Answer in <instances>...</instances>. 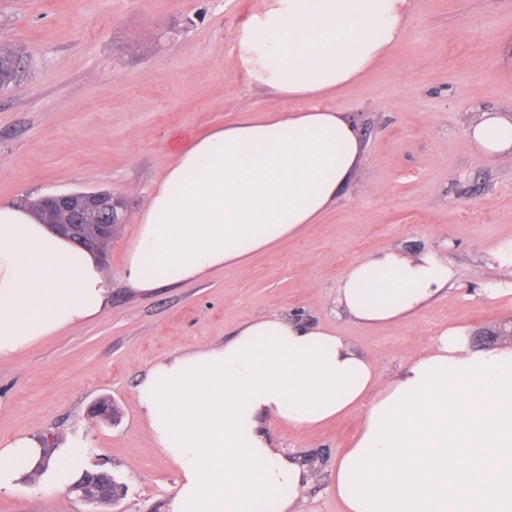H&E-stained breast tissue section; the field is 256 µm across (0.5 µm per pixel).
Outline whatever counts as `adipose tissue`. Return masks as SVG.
Returning a JSON list of instances; mask_svg holds the SVG:
<instances>
[{"label": "adipose tissue", "instance_id": "obj_1", "mask_svg": "<svg viewBox=\"0 0 512 512\" xmlns=\"http://www.w3.org/2000/svg\"><path fill=\"white\" fill-rule=\"evenodd\" d=\"M412 0H271L238 41L250 80L300 109L252 116L177 144L139 213L123 264L55 234L28 208L0 203V361L97 320L114 284L139 294L179 285L317 223L364 161L345 113L321 99L358 80L403 35ZM466 133L482 156L512 160V114L485 112ZM432 252L386 250L341 275L338 308L386 325L448 289ZM473 344L463 326L383 378L335 329L270 312L222 343L154 362L135 395L157 448L176 469L167 512H294L310 483L268 425L308 434L362 412L330 466L345 512H512V341ZM88 437L0 442V496L69 489Z\"/></svg>", "mask_w": 512, "mask_h": 512}]
</instances>
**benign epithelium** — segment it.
Here are the masks:
<instances>
[{
    "label": "benign epithelium",
    "mask_w": 512,
    "mask_h": 512,
    "mask_svg": "<svg viewBox=\"0 0 512 512\" xmlns=\"http://www.w3.org/2000/svg\"><path fill=\"white\" fill-rule=\"evenodd\" d=\"M28 206L75 244L94 250L103 258L107 257L114 226L125 220L123 199L107 191L54 193L31 200ZM88 484L97 492L92 503L100 507L98 512H108L113 502V481L101 471L91 476Z\"/></svg>",
    "instance_id": "obj_1"
}]
</instances>
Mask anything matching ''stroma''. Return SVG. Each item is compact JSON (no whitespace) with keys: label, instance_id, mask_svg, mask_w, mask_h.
Returning <instances> with one entry per match:
<instances>
[{"label":"stroma","instance_id":"stroma-1","mask_svg":"<svg viewBox=\"0 0 512 512\" xmlns=\"http://www.w3.org/2000/svg\"><path fill=\"white\" fill-rule=\"evenodd\" d=\"M269 0H0V46L20 77L0 89V202L109 191L127 220L108 248L115 275L138 214L173 161L178 135L200 136L241 116L291 109L258 89L238 38ZM512 30V0H413L403 39L359 80L322 99L347 113L365 161L320 223L246 267L229 265L150 295L114 286L105 314L0 361V440L83 431L127 486L112 512H166L175 470L152 448L135 388L159 357L218 344L256 316L289 311L335 328L382 376L427 347L443 326L474 339L512 319V267L492 257L512 240V161L491 162L465 132L468 117L512 110L493 45ZM431 250L447 259L448 291L401 323L367 326L339 313L343 271L370 254ZM114 424L90 414L100 399ZM359 424L346 416L298 435L270 427L314 467L297 512H343L329 466ZM70 492L0 497V512H92Z\"/></svg>","mask_w":512,"mask_h":512}]
</instances>
